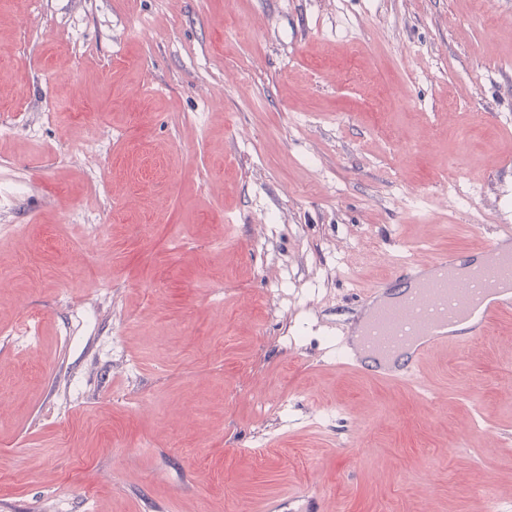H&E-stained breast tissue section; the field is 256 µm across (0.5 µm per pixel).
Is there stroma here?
<instances>
[{"label": "stroma", "instance_id": "35a3bbf8", "mask_svg": "<svg viewBox=\"0 0 512 512\" xmlns=\"http://www.w3.org/2000/svg\"><path fill=\"white\" fill-rule=\"evenodd\" d=\"M0 67V512H512V320L336 366L512 245V0H0Z\"/></svg>", "mask_w": 512, "mask_h": 512}]
</instances>
